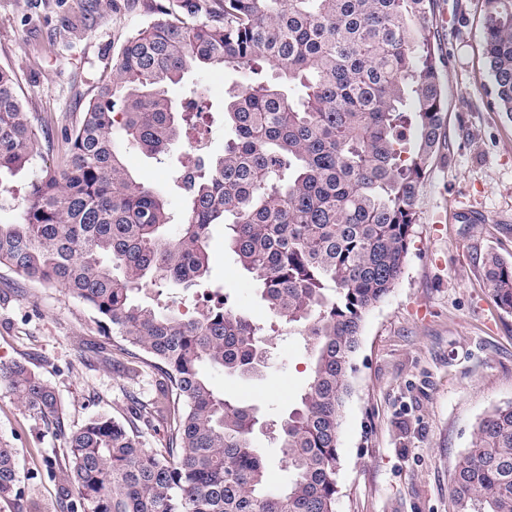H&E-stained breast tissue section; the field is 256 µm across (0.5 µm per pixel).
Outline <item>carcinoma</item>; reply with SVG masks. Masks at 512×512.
<instances>
[{
	"mask_svg": "<svg viewBox=\"0 0 512 512\" xmlns=\"http://www.w3.org/2000/svg\"><path fill=\"white\" fill-rule=\"evenodd\" d=\"M435 0H179L131 36L69 135L62 167L32 183L20 219L0 224V267L63 288L87 305L125 358L131 417L97 415L65 430L55 389L25 363L0 366L23 408L58 431L54 468L77 497L67 512H335L350 360L366 313L403 272L417 198L445 147ZM495 105L512 115V0H485L481 37ZM255 75L224 94V151L197 156L175 182L185 215L168 235L165 193L127 169L123 142L156 159L183 143L168 96L192 68ZM14 76L0 68V188L39 147ZM223 224L268 309L303 327L313 352L300 401L278 424L291 480L267 484L254 447L257 408L214 391L267 365L262 328L225 305L185 317L134 292L199 287L211 226ZM495 303L512 312V262L483 261ZM168 424L145 447L139 422ZM17 450L0 444V501L24 482ZM455 512H512V403L475 426L451 483Z\"/></svg>",
	"mask_w": 512,
	"mask_h": 512,
	"instance_id": "carcinoma-1",
	"label": "carcinoma"
}]
</instances>
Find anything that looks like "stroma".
I'll use <instances>...</instances> for the list:
<instances>
[{"instance_id":"1","label":"stroma","mask_w":512,"mask_h":512,"mask_svg":"<svg viewBox=\"0 0 512 512\" xmlns=\"http://www.w3.org/2000/svg\"><path fill=\"white\" fill-rule=\"evenodd\" d=\"M168 2L0 0V68L13 72L26 111L49 133L28 167L0 191V223L18 220L31 183L61 163L65 134L110 74L113 58L153 22L152 4ZM483 2L436 0V13L449 17L439 30L448 59L442 71L448 146L423 182L402 277L362 323L342 414L336 512H453L451 476L473 428L492 408L512 403V314L497 307L482 271L487 253L512 261V116L491 105ZM246 84L233 68L193 69L168 94L178 108L191 101L203 106L196 128L219 153L224 93ZM126 157L131 173L167 192L173 212L182 215L170 171L187 163L185 150H173L163 164L134 150ZM461 208L483 214L484 222L461 221ZM220 296L264 324L271 355L261 376L212 369L208 377L216 391L260 409L254 444L269 483L282 488L290 469L271 424L298 403L312 355L225 247L223 225L211 228L209 277L201 288L188 294L145 288L137 298L190 317ZM15 361L54 387L69 428L100 414L125 419L128 395L144 399L152 390L151 375L131 382L113 365L112 343L84 304L61 287L2 267L0 366ZM1 441L17 450L25 495L0 501V512H61L60 480L50 462L64 440L3 386Z\"/></svg>"}]
</instances>
